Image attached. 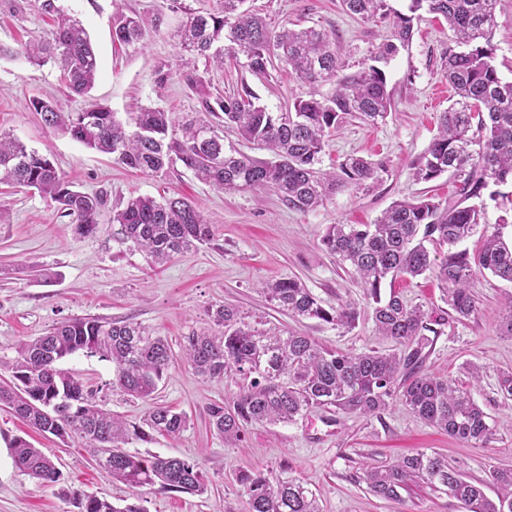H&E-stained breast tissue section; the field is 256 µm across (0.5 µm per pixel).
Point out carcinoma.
I'll return each instance as SVG.
<instances>
[{
	"label": "carcinoma",
	"instance_id": "obj_1",
	"mask_svg": "<svg viewBox=\"0 0 512 512\" xmlns=\"http://www.w3.org/2000/svg\"><path fill=\"white\" fill-rule=\"evenodd\" d=\"M245 0H216L210 12L189 14L177 31L184 66L202 57L224 67V49L240 52L257 78L273 80L274 60L310 88L287 112H271L243 86L233 97H211L208 83L194 71L188 86L205 105L204 116L182 120L173 113L144 107L121 121L108 107L92 104L62 112L41 98L31 100L46 127L70 135L84 146L110 154L122 164L159 174L176 162L226 192L249 189L276 192L299 211L313 210L338 188H360L376 178L380 164L350 156L340 172L320 168L326 138L345 119L357 117L375 125L391 108L387 77L380 63L409 45L414 14L424 10L440 16L455 35L445 68L457 100L440 113L437 132L414 164L417 180L429 182L445 173L461 179L462 200L447 202L422 195L394 202L373 224H329L320 244L348 265L352 281L362 288L367 310L353 303L324 307L300 280L283 278L261 286V293L281 312L297 319H315L352 330L361 314L376 333L392 343L384 351L328 349L312 338L266 327L246 319L228 303L209 309L215 333L192 332L182 338L180 355L167 339L155 336L132 320L79 318L22 341L17 357L6 365L11 381L0 384V405L10 408L33 431L64 441L85 440L97 464L126 484L139 498L156 485L169 492L201 495L207 483L198 464L178 457L138 456L124 445L178 435L187 416L156 406L139 424H130L102 407L96 392L78 376L60 367L77 352L95 354L114 365L112 389L148 400L168 374L175 358L203 378H221L233 370L249 384L223 403L208 407L213 432L226 443L242 440L247 427L291 424L314 408H334L347 415L378 417L394 401L422 422L449 437L486 445L493 437L489 416L470 392L448 379L422 370L438 335L427 313L395 290V283L428 272L445 285L453 316L464 321L476 312L475 271L512 282V245L497 229L483 234L481 248L470 253L457 246L483 220L481 207L465 201L481 197L493 183L512 181V81L494 64L490 44L496 26L497 0H410L409 13H396L391 35L370 55L372 64L352 75L340 74L334 43L322 30L285 20L277 25L243 8ZM353 15L385 18V0H342ZM42 9L55 15L49 34L25 49L36 65L53 62L61 68L66 87L84 96L93 87L98 59L78 20L43 0ZM160 15L148 20L119 14L112 37L123 44L140 41L147 27L159 28ZM466 50H456V47ZM334 85L329 96L317 88ZM224 123L242 140L261 146L271 159L249 157L225 147L214 121ZM0 184L33 188L58 204L70 218L78 238L94 235L106 199L72 189L53 163L18 138L0 132ZM113 236L162 266L179 253L212 241L211 225L184 198L158 201L129 198L112 214ZM389 293H384V287ZM15 464L40 483L62 484L63 472L52 458L22 436L10 444ZM362 479L381 499L400 501L421 484L457 499L466 512H512V466H495L487 480L468 479L442 455L418 450L388 463L365 462ZM237 483L247 496L248 512H322L315 494L298 477L271 481L261 470H240ZM493 487L496 499L485 488ZM77 512H144L135 503L117 507L106 499L61 489Z\"/></svg>",
	"mask_w": 512,
	"mask_h": 512
}]
</instances>
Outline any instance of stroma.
<instances>
[{"label":"stroma","mask_w":512,"mask_h":512,"mask_svg":"<svg viewBox=\"0 0 512 512\" xmlns=\"http://www.w3.org/2000/svg\"><path fill=\"white\" fill-rule=\"evenodd\" d=\"M86 29L99 62L93 89L87 96L70 95L57 65L38 67L24 57L26 44L42 38L53 25L42 0H0V44L13 56L0 58V131L52 160L75 190L101 194L107 204L99 231L91 238L73 234L68 217L57 204L23 187L0 186V362L14 359L16 344L44 334L59 322L79 317L106 321L131 319L178 346L189 331H207L212 305L230 303L242 312L266 317L271 324L311 336L321 345L352 351L390 349L370 320L360 319L352 330L315 320H295L275 309L259 293L261 283L299 278L324 306L348 301L365 307L362 291L327 254L320 239L330 224H370L394 201L431 193L452 200L458 178L445 174L432 182L413 176V164L424 153L437 129V116L455 101L443 70L444 54L454 35L443 18L423 12L414 19L408 48L385 67L391 109L375 125L345 120L329 137L322 169L336 167L346 156L381 163L374 180L359 188L331 194L316 209L300 212L272 192L227 193L197 179L182 164L155 175L116 163L111 156L88 149L70 135L49 129L30 101L39 97L61 111L75 112L92 103L108 106L126 118L136 106L161 107L181 116L200 112V98L185 84L179 66L176 33L187 9L205 11L214 0H55ZM247 7L273 21L289 19L323 30L334 39L343 74L361 69L391 27L386 20H360L348 15L341 0H247ZM159 14V29L142 41L118 45L112 41L117 14ZM497 25L491 44L501 76L512 80V0H497ZM170 66L165 85L156 72ZM212 95L230 96L249 85L262 105L282 112L307 87L287 67H278L274 85L259 81L242 60L225 55L223 69L197 61ZM136 196L184 197L213 224L211 243L175 256L163 267L149 266L144 255L128 250L112 236V212ZM477 311L458 322L450 317L442 284L426 275L397 282L409 304L420 306L432 319H442L424 363L427 371L470 390L489 415L492 441L474 446L427 426L400 402L381 416L345 417L314 409L287 425L247 428L243 441L229 445L209 425L207 408L230 399L246 381L235 373L205 380L183 363H176L158 385L154 402L185 413L189 424L176 436L135 441L128 452L177 456L196 461L208 491L202 495L145 490L139 501L144 512H222L233 506L246 512V497L233 480L241 468L263 470L271 478L298 476L316 494L322 512H464L460 503L428 488L413 489L399 503L370 494L361 479V461L390 462L415 449L432 450L475 480L486 479L490 467L512 465V400L497 387V374L512 369V337L500 335L498 324L512 283L490 273L474 280ZM484 367L481 383H473L467 368ZM63 369L83 378L98 401L130 422L143 418L150 402L123 395L112 387L110 361L79 352L66 358ZM23 436L35 447L56 456L68 486L103 497L114 504L130 498V489L97 467L84 441H59L29 429L11 409L0 406V512H75L70 498L57 488L40 485L19 470L10 442Z\"/></svg>","instance_id":"obj_1"}]
</instances>
